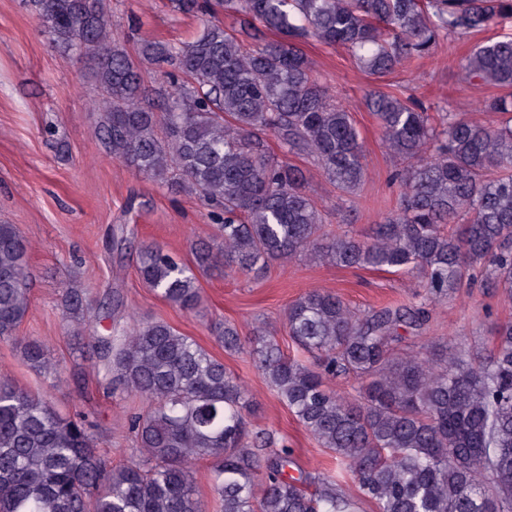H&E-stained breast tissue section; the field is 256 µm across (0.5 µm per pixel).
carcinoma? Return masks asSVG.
<instances>
[{
  "label": "carcinoma",
  "instance_id": "cac0c4a2",
  "mask_svg": "<svg viewBox=\"0 0 512 512\" xmlns=\"http://www.w3.org/2000/svg\"><path fill=\"white\" fill-rule=\"evenodd\" d=\"M202 17L187 42L143 43L138 59L112 39L108 0H29L50 42L69 55L92 54L104 96L98 126L112 157L170 191L197 194L221 209L222 241L201 243L192 264L156 243L137 248L141 280L172 306L202 302L197 274L219 265L249 273L296 257L347 268L417 273L415 302L372 313L339 295L311 290L286 310L288 335L319 360L311 368L264 332L242 339L214 324L227 351L249 348L279 400L336 454L377 512H512V322L492 330L486 356L458 343L441 360L400 355L399 330H421L430 307L485 272L487 288L512 292V38L477 46L464 69L502 91L484 111L499 125L448 112L436 130L411 97L366 96L398 162L396 211L368 236L332 235L288 155H304L342 194L364 181L363 145L351 112L331 100L302 44L350 50L374 75L428 52L442 39L512 16V0H170ZM222 8L241 17L228 31L210 19ZM278 39L251 45L254 24ZM164 69L149 86L143 64ZM155 96L159 111L142 106ZM282 155L271 153L267 138ZM28 248L0 224V337L28 313ZM69 321L85 318L81 290L62 296ZM88 347L103 362L107 390L148 401L130 429L141 457L109 465L81 417L0 379V512H204L193 465L214 464L223 512H356L336 477L288 475L291 450L270 454L275 434L249 428L244 387L192 337L163 321L113 327ZM29 367L50 361L37 340L20 344ZM353 378L347 398L326 378ZM317 480L313 494L303 485Z\"/></svg>",
  "mask_w": 512,
  "mask_h": 512
}]
</instances>
